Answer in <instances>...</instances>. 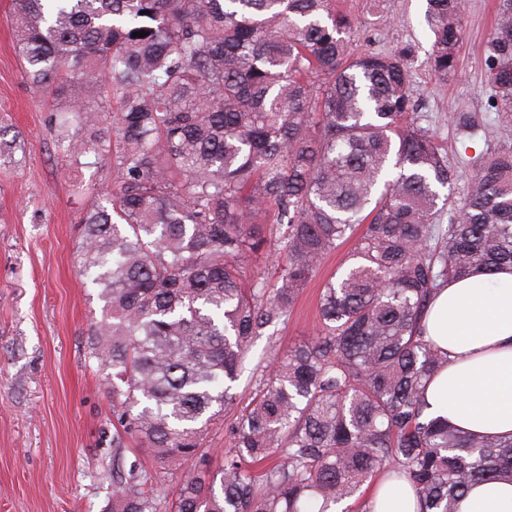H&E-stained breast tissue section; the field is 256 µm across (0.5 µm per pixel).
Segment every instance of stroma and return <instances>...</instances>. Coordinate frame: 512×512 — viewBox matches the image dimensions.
<instances>
[{
	"label": "stroma",
	"instance_id": "1",
	"mask_svg": "<svg viewBox=\"0 0 512 512\" xmlns=\"http://www.w3.org/2000/svg\"><path fill=\"white\" fill-rule=\"evenodd\" d=\"M497 0H467L457 69L447 80L430 64L433 35L426 0H345L357 24L355 52L414 46L413 99L418 120L448 152L474 157L512 145V125L493 107L486 43ZM14 0H0V126L20 133L25 149L0 164V512H112V378L89 357L102 317L97 288L78 267L80 217L111 186L112 169L69 167L49 123L56 102L49 89L28 84L10 17ZM475 113L484 125L460 142L448 117ZM343 244L301 290L286 320L257 339L233 385L236 403L209 425V470L230 447L227 428L278 352L311 337L320 292L345 261Z\"/></svg>",
	"mask_w": 512,
	"mask_h": 512
}]
</instances>
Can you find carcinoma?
<instances>
[{
  "mask_svg": "<svg viewBox=\"0 0 512 512\" xmlns=\"http://www.w3.org/2000/svg\"><path fill=\"white\" fill-rule=\"evenodd\" d=\"M464 11L427 0L442 80ZM13 25L27 82L72 115L60 154L114 174L81 219L106 306L91 354L112 370L115 458L135 440L155 465L118 467L112 512H168L161 471L204 460L254 339L353 237L316 336L277 357L227 428L224 465L181 473L175 512H372L362 487L387 471L419 512H459L477 483H512V436L428 412L448 353L423 324L448 281L512 266V147L451 164L414 118L410 50L352 54L336 0H15ZM486 53L512 123V0ZM451 122L463 141L481 131L467 112ZM20 148L0 138V160ZM462 178V197L440 194ZM262 218L284 226L273 284L244 275L270 244Z\"/></svg>",
  "mask_w": 512,
  "mask_h": 512,
  "instance_id": "1",
  "label": "carcinoma"
}]
</instances>
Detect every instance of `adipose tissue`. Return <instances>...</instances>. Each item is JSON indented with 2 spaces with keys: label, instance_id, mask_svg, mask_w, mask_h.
I'll return each mask as SVG.
<instances>
[{
  "label": "adipose tissue",
  "instance_id": "adipose-tissue-1",
  "mask_svg": "<svg viewBox=\"0 0 512 512\" xmlns=\"http://www.w3.org/2000/svg\"><path fill=\"white\" fill-rule=\"evenodd\" d=\"M425 332L450 363L427 388L433 415L483 435H512V268L450 282L428 305ZM374 512H418L407 481L373 487ZM461 512H512V484L474 486Z\"/></svg>",
  "mask_w": 512,
  "mask_h": 512
}]
</instances>
